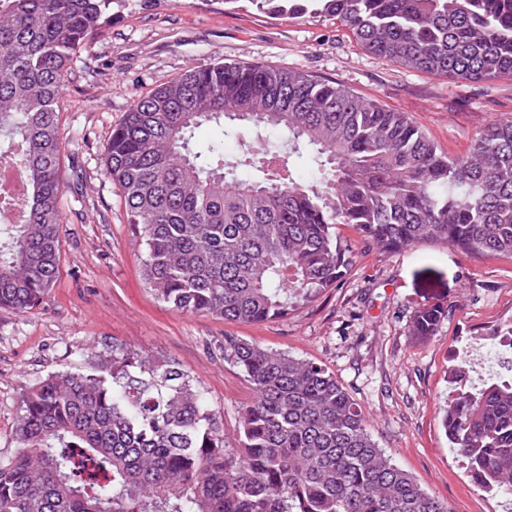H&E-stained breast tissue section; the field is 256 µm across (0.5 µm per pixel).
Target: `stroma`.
Here are the masks:
<instances>
[{"label": "stroma", "instance_id": "35a3bbf8", "mask_svg": "<svg viewBox=\"0 0 512 512\" xmlns=\"http://www.w3.org/2000/svg\"><path fill=\"white\" fill-rule=\"evenodd\" d=\"M230 60L343 84L406 113L452 154L478 129L512 117V79L486 89L401 66L363 50L333 19H273L249 0L232 9L224 0H126L105 38L73 64L64 93L59 279L37 308L0 309V459L16 450L27 387L89 369L120 348L178 364L223 411L225 437H234L256 393L222 355L233 336L328 368L379 446L452 512H505L507 497L471 481L442 419L448 371L463 362L465 345L512 321V259L471 258L437 242L381 253L341 226L352 259L342 284L262 324L175 309L143 283L140 240L104 173L103 147L138 96L190 67ZM433 303L448 315L434 336L416 340L410 319Z\"/></svg>", "mask_w": 512, "mask_h": 512}]
</instances>
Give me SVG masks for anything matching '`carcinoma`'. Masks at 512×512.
Returning a JSON list of instances; mask_svg holds the SVG:
<instances>
[{
    "mask_svg": "<svg viewBox=\"0 0 512 512\" xmlns=\"http://www.w3.org/2000/svg\"><path fill=\"white\" fill-rule=\"evenodd\" d=\"M123 2L0 0V164L24 179L21 196L0 200V309L38 307L60 276L62 93ZM249 2L332 16L369 53L431 75L512 77V0ZM226 120L280 130L288 150L246 137L228 158L192 142ZM104 155L145 283L188 313L264 323L338 287L352 264L339 225L383 253L435 241L512 259V119L450 155L405 113L342 84L218 62L138 97ZM445 316L418 309L411 335L428 339ZM224 360L256 392L233 443L204 389L170 363L120 351L103 370L35 382L17 450L0 462V512H451L378 446L328 369L232 336ZM450 382V447L474 483L512 496V363L480 387L461 366Z\"/></svg>",
    "mask_w": 512,
    "mask_h": 512,
    "instance_id": "1",
    "label": "carcinoma"
}]
</instances>
